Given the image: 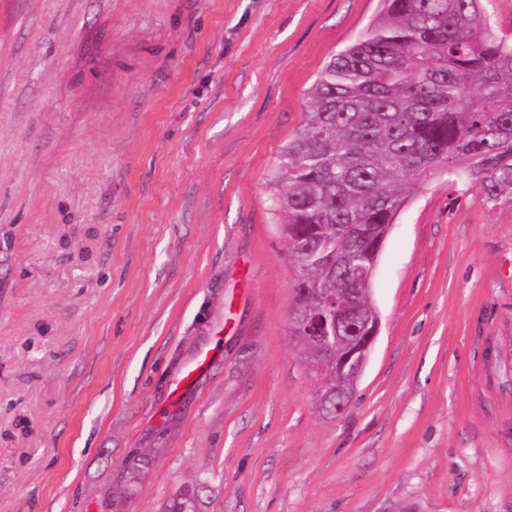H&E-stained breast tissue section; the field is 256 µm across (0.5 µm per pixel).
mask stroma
I'll list each match as a JSON object with an SVG mask.
<instances>
[{
  "instance_id": "1",
  "label": "stroma",
  "mask_w": 512,
  "mask_h": 512,
  "mask_svg": "<svg viewBox=\"0 0 512 512\" xmlns=\"http://www.w3.org/2000/svg\"><path fill=\"white\" fill-rule=\"evenodd\" d=\"M380 7L0 0V512H512V192L416 187L344 413L290 336L267 179ZM199 490L193 486L180 489L163 506V512H201Z\"/></svg>"
}]
</instances>
